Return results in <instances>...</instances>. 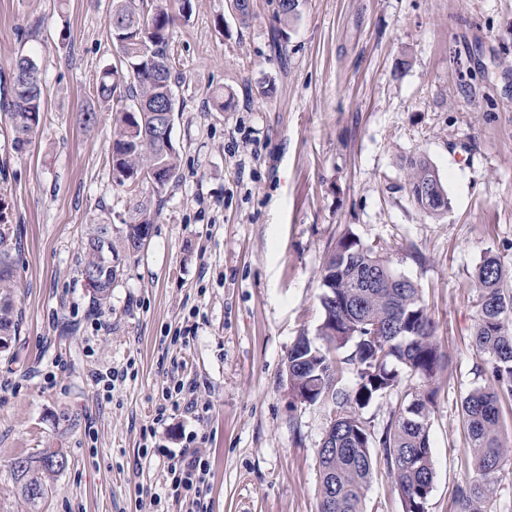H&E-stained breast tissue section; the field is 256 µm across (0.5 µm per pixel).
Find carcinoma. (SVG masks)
Listing matches in <instances>:
<instances>
[{
  "mask_svg": "<svg viewBox=\"0 0 512 512\" xmlns=\"http://www.w3.org/2000/svg\"><path fill=\"white\" fill-rule=\"evenodd\" d=\"M115 13L125 24L110 30L119 61L127 73L107 68L96 86L98 98H125L130 104L117 110L112 140V170L130 173L118 183L133 197L132 223L115 233L99 221L89 226L82 242L81 276L93 277L92 309L104 312L110 303L112 284L120 275L114 257L123 251L136 254L149 237L159 209L143 198L161 196L176 177L179 152L154 143L160 106L176 110L172 92L178 76L167 55L176 14L167 0H151L147 11L142 0H113ZM299 0H279L276 16L287 25L297 19ZM40 70L28 55L16 59L9 96L0 98V114L9 122L13 148L31 144L43 112V83L31 79ZM123 93H118V88ZM409 189L434 184L444 188L433 165L424 157L409 160ZM349 253L348 263L336 266V249ZM21 256L18 229L0 222V348L18 330L16 274ZM392 272L389 260L373 247H364L352 232H345L324 261L320 302L322 320L318 338L300 336L288 349L287 377L298 392L291 395L300 405L320 404L336 415L330 447L319 457L321 484L318 512H363L377 455L394 478L403 512H428L435 471L430 443V420L435 410L434 381L442 368V353L434 336V324L417 287L387 284ZM473 286L478 297L474 344L485 357L478 373L488 384L474 388L462 402V422L475 476L460 485L456 512H491L496 497L495 474L509 448L501 438L502 401L512 399V276L495 256L476 266ZM356 370L353 387L339 386L344 366ZM418 379L409 399L392 412L384 430L376 434L363 417L374 399L400 387L399 368ZM62 450L21 454L12 466L19 495L29 512H39L45 498V478L66 467L57 464Z\"/></svg>",
  "mask_w": 512,
  "mask_h": 512,
  "instance_id": "carcinoma-1",
  "label": "carcinoma"
}]
</instances>
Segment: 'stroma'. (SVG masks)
Returning <instances> with one entry per match:
<instances>
[{
    "label": "stroma",
    "instance_id": "35a3bbf8",
    "mask_svg": "<svg viewBox=\"0 0 512 512\" xmlns=\"http://www.w3.org/2000/svg\"><path fill=\"white\" fill-rule=\"evenodd\" d=\"M276 9L252 0L243 24L226 0H192L173 28L178 175L93 316L78 264L87 226L132 220L110 158L118 105L96 95L119 63L112 0H0V79L27 54L44 88L26 153L0 122L5 216L22 240L20 331L0 349V512H28L11 464L43 448L64 449L69 467L41 512H189L153 496L170 482L163 449L191 433L212 512H317L328 412L292 405L284 359L316 336L324 259L348 231L418 285L435 322L428 512H454L470 476L460 405L484 382L472 275L489 254L512 269V0H300L286 27ZM86 107L90 127L76 119ZM416 156L447 190L441 216L411 199ZM97 370L118 372L111 392ZM179 379L200 412L154 423ZM363 508L402 512L385 465Z\"/></svg>",
    "mask_w": 512,
    "mask_h": 512
}]
</instances>
